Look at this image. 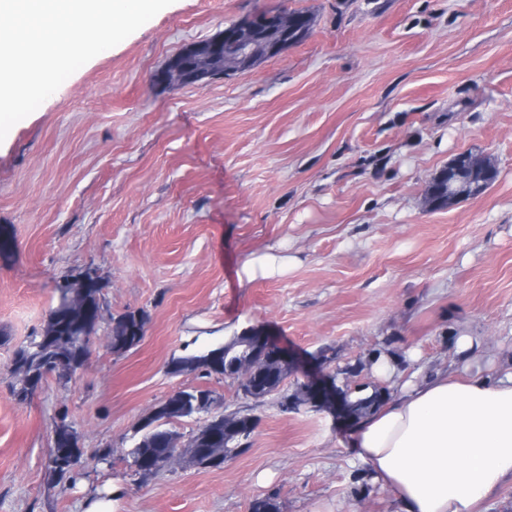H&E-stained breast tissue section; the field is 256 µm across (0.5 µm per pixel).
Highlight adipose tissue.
I'll list each match as a JSON object with an SVG mask.
<instances>
[{"label": "adipose tissue", "instance_id": "obj_1", "mask_svg": "<svg viewBox=\"0 0 512 512\" xmlns=\"http://www.w3.org/2000/svg\"><path fill=\"white\" fill-rule=\"evenodd\" d=\"M463 336L464 377L409 383L348 432L354 458L389 489L394 512H477L512 481V371L487 374Z\"/></svg>", "mask_w": 512, "mask_h": 512}]
</instances>
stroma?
Masks as SVG:
<instances>
[{"mask_svg": "<svg viewBox=\"0 0 512 512\" xmlns=\"http://www.w3.org/2000/svg\"><path fill=\"white\" fill-rule=\"evenodd\" d=\"M290 8L314 25L281 55L201 88L152 83L185 45ZM465 152L492 160L495 182L432 208L429 182ZM0 231V512L107 498L114 512H249L267 497L280 512H391L346 446L351 419L282 403L316 372L366 394L462 375V336L487 373L512 370V0H174L0 142ZM266 254L283 273L239 279ZM87 268L103 319L80 377L17 403L14 350ZM130 311L144 337L113 352L112 319ZM248 329L296 366L264 400L173 373ZM194 388L256 417L244 450L141 477L127 456L139 425ZM62 409L83 450L74 482L49 475Z\"/></svg>", "mask_w": 512, "mask_h": 512, "instance_id": "35a3bbf8", "label": "stroma"}]
</instances>
